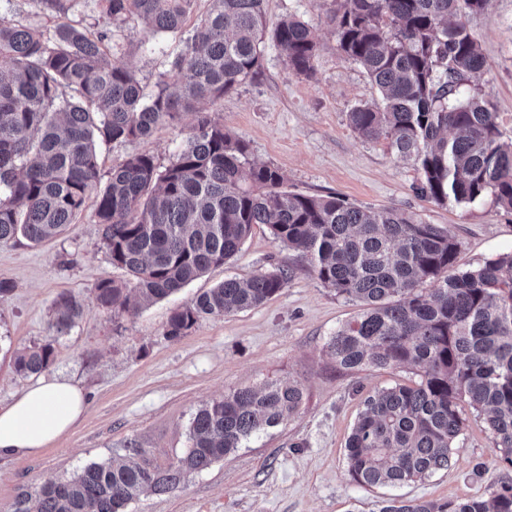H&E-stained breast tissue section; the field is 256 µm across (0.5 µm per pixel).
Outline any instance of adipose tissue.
Instances as JSON below:
<instances>
[{"mask_svg": "<svg viewBox=\"0 0 512 512\" xmlns=\"http://www.w3.org/2000/svg\"><path fill=\"white\" fill-rule=\"evenodd\" d=\"M83 389L65 380H41L12 403L0 405V458L33 455L69 432L83 416Z\"/></svg>", "mask_w": 512, "mask_h": 512, "instance_id": "1", "label": "adipose tissue"}]
</instances>
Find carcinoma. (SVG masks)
I'll list each match as a JSON object with an SVG mask.
<instances>
[{
    "label": "carcinoma",
    "mask_w": 512,
    "mask_h": 512,
    "mask_svg": "<svg viewBox=\"0 0 512 512\" xmlns=\"http://www.w3.org/2000/svg\"><path fill=\"white\" fill-rule=\"evenodd\" d=\"M194 2L104 0L108 24L132 19L153 38H183L150 94L132 67L108 61L104 32L65 22L43 32L0 19V58L8 60L0 70V246L56 238L92 199L112 264L131 279L97 281L89 302L134 312L130 293L149 304L178 292L224 265L263 224L325 287L360 304L326 344L337 368H409L420 376L365 397L346 446L353 481L396 486L448 468L469 411L512 465V252L460 270L459 244L445 226L337 194L286 190L283 175L251 162L246 142L202 104L254 79L267 39L289 72L312 78L317 35L293 16L268 28L266 0H209L187 34ZM488 3L336 0L329 23L338 49L378 92L347 112L353 130L413 162L417 190L435 204L490 196L512 210V142L501 140L490 102L463 92L485 66L468 20ZM181 112L195 120L169 166L136 154L112 166L98 188L96 141L148 139ZM287 282L280 268L246 281L226 277L173 312L164 335L175 339L203 318L257 307ZM84 311L83 301L63 292L53 326L64 333ZM52 357L48 345L26 347L15 371L40 374ZM304 400L290 379L234 389L196 411L190 447L175 462L157 464L133 440L128 462H93L70 478L47 480L18 495L11 512H126L132 500L167 493L251 436L286 423ZM379 512H512V487L459 500L389 498Z\"/></svg>",
    "instance_id": "1"
}]
</instances>
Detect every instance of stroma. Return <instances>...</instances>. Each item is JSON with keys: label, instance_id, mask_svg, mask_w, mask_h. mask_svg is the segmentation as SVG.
<instances>
[{"label": "stroma", "instance_id": "obj_1", "mask_svg": "<svg viewBox=\"0 0 512 512\" xmlns=\"http://www.w3.org/2000/svg\"><path fill=\"white\" fill-rule=\"evenodd\" d=\"M333 0H267L269 23L289 15L317 28L314 78L288 72L284 56L266 43L260 74L215 106V116L244 139L253 162L279 170L288 190L331 193L370 207H394L447 226L459 243L457 265L467 270L512 250V210L490 199L441 206L416 189L415 166L396 157L385 141L362 139L347 113L372 101L377 90L365 70L342 54L327 13ZM0 18L41 31L66 21L106 31L109 58L131 65L145 91L180 52L179 40L148 39L134 23L104 26L102 0H72L66 16L41 0H0ZM471 26L485 67L468 89L493 105L503 141L512 140V0H490ZM193 121L160 124L145 140L97 143L101 173L128 156L147 153L156 164L175 158ZM290 273L286 287L262 305L199 320L175 339L164 334L171 313L224 277L241 280L276 269ZM0 278L14 282L0 299V404L31 385L14 369L16 354L51 345L44 379H67L83 388L88 406L69 434L39 453L0 459V512L47 479H64L86 465L116 459L137 440L161 465L188 447L190 421L206 402L230 390L270 379H291L305 389L299 412L279 427L252 436L233 455L194 473L164 495H143L127 512H378L383 500H455L512 485V466L493 451L483 420L469 415L448 469L422 481L363 487L351 480L345 444L364 397L395 384H413L408 368L345 372L325 346L357 316L358 303L336 297L297 252L254 226L240 251L175 294L132 314L88 309L66 333L52 326L55 303L68 292L87 299L101 279L127 280L113 265L91 211L60 237L38 245L26 239L0 246Z\"/></svg>", "mask_w": 512, "mask_h": 512}]
</instances>
